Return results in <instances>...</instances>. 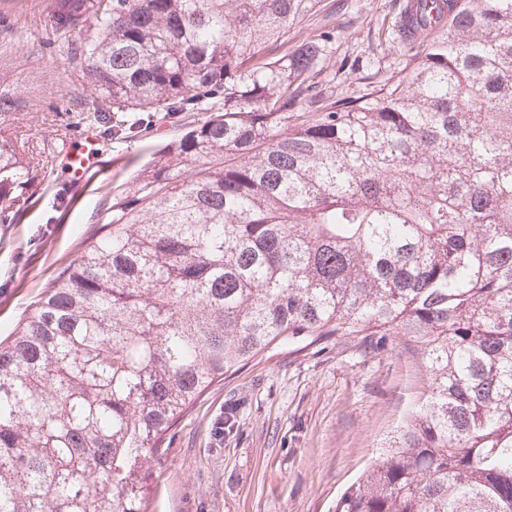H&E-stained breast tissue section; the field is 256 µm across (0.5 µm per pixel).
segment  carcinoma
Segmentation results:
<instances>
[{
	"label": "carcinoma",
	"mask_w": 512,
	"mask_h": 512,
	"mask_svg": "<svg viewBox=\"0 0 512 512\" xmlns=\"http://www.w3.org/2000/svg\"><path fill=\"white\" fill-rule=\"evenodd\" d=\"M312 2L89 0L83 121L210 116L0 341V512H148L200 394L334 336L406 339L424 382L333 512H512V0H445L435 37L392 31L397 79L313 114L324 34L272 49ZM24 155L0 144L8 207Z\"/></svg>",
	"instance_id": "carcinoma-1"
}]
</instances>
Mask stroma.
Returning a JSON list of instances; mask_svg holds the SVG:
<instances>
[{
  "mask_svg": "<svg viewBox=\"0 0 512 512\" xmlns=\"http://www.w3.org/2000/svg\"><path fill=\"white\" fill-rule=\"evenodd\" d=\"M407 0H315L277 43L309 35L332 43L315 79L324 105L356 98L403 69L386 35ZM76 0H0V97L17 99L10 137L57 150L79 148L82 97L64 37L50 21L79 14ZM205 113L178 112L122 142L100 137L111 163L83 186L62 160L39 172L21 208L0 207V336H8L55 278L102 235L111 195L129 188L153 152ZM421 375L403 338L372 349L346 338L274 345L213 384L166 434V462L150 512H331L337 496L375 460L401 423ZM230 432L216 435L225 416Z\"/></svg>",
  "mask_w": 512,
  "mask_h": 512,
  "instance_id": "stroma-1",
  "label": "stroma"
}]
</instances>
